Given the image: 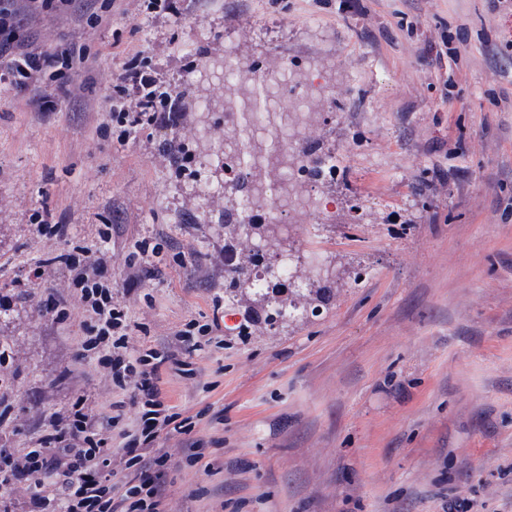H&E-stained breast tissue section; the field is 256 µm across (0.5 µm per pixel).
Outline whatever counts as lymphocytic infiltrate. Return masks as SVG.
<instances>
[{
	"label": "lymphocytic infiltrate",
	"mask_w": 512,
	"mask_h": 512,
	"mask_svg": "<svg viewBox=\"0 0 512 512\" xmlns=\"http://www.w3.org/2000/svg\"><path fill=\"white\" fill-rule=\"evenodd\" d=\"M18 8L16 0H0V83L25 88L46 74L59 75L72 68L73 55L67 50L43 51L15 35ZM142 61L125 65L106 81L118 94L135 100L134 112L111 111L110 118L121 128L119 142L135 134L141 114L155 124L167 126L177 121L175 93L156 99L144 95L153 83ZM111 228L99 233L96 248L76 246L60 255L71 274L70 298L53 301L57 319H65L69 303L81 306L85 314L80 346L89 360L109 369L113 384L135 392L136 413L128 422L86 409L76 401L68 415L52 414L49 425L20 454L0 449V492H26L27 512H166L161 478L170 457L153 443L175 419L159 398L156 379L161 366L176 361L178 355L199 350L197 335L213 332L211 324L178 331L176 349L164 354L147 348L138 356L127 352L131 321L127 311L112 298ZM120 438L129 459L121 480L124 494L113 496L112 440Z\"/></svg>",
	"instance_id": "lymphocytic-infiltrate-1"
}]
</instances>
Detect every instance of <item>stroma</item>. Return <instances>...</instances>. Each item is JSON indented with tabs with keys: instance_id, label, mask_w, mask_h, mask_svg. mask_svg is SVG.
<instances>
[{
	"instance_id": "35a3bbf8",
	"label": "stroma",
	"mask_w": 512,
	"mask_h": 512,
	"mask_svg": "<svg viewBox=\"0 0 512 512\" xmlns=\"http://www.w3.org/2000/svg\"><path fill=\"white\" fill-rule=\"evenodd\" d=\"M177 6L76 0L21 17L20 39L88 61L63 85L0 90V448L20 452L80 396L133 411L131 392L82 357L83 311L62 323L41 312L43 289L71 292L57 260L67 243L33 231L46 210L84 243L113 225L112 295L140 325L129 352L224 317L222 347L192 355L193 374L160 370L166 404L188 422L155 442L171 456L169 512H512V11L498 0ZM229 50L253 66L314 61L333 85L299 148L339 174L288 227L289 250L330 271L316 317L270 322L264 303L225 293L224 83L199 73ZM135 56L213 110L118 143L102 75ZM168 134L210 158L216 193L164 157Z\"/></svg>"
}]
</instances>
